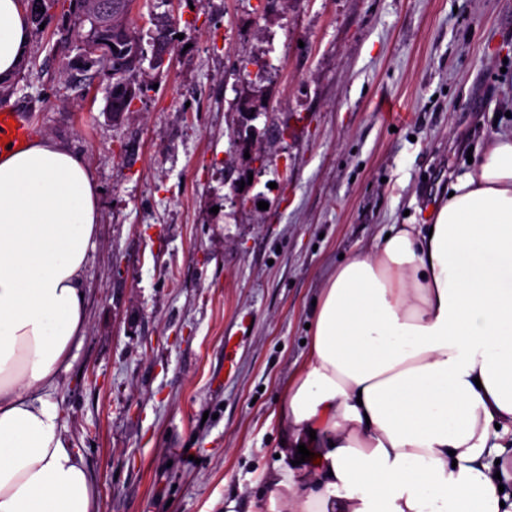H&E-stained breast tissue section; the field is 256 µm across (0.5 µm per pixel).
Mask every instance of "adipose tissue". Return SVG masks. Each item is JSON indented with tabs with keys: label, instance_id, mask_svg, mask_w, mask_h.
I'll list each match as a JSON object with an SVG mask.
<instances>
[{
	"label": "adipose tissue",
	"instance_id": "adipose-tissue-1",
	"mask_svg": "<svg viewBox=\"0 0 512 512\" xmlns=\"http://www.w3.org/2000/svg\"><path fill=\"white\" fill-rule=\"evenodd\" d=\"M30 37L28 8L0 0V79ZM451 190L430 224L393 225L327 279L246 512H512V131ZM98 221L79 155L0 144V512H98L57 408L33 394L82 334Z\"/></svg>",
	"mask_w": 512,
	"mask_h": 512
}]
</instances>
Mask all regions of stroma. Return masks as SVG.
Returning <instances> with one entry per match:
<instances>
[{"mask_svg": "<svg viewBox=\"0 0 512 512\" xmlns=\"http://www.w3.org/2000/svg\"><path fill=\"white\" fill-rule=\"evenodd\" d=\"M68 5L0 81V109L80 155L99 188L85 331L40 393L100 512L248 504L341 256L426 223L512 129V0H136L144 93L118 114L82 69ZM161 27L174 40L157 64Z\"/></svg>", "mask_w": 512, "mask_h": 512, "instance_id": "stroma-1", "label": "stroma"}]
</instances>
